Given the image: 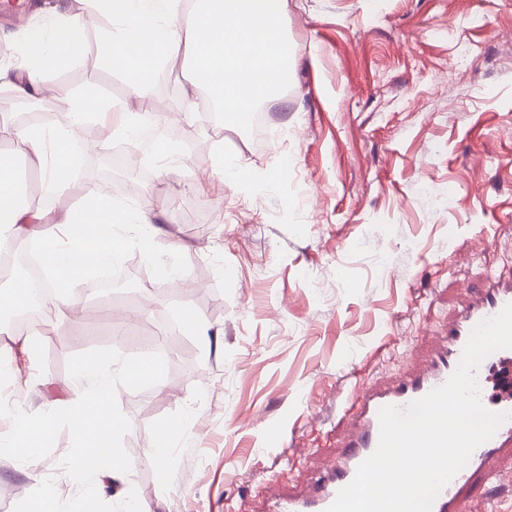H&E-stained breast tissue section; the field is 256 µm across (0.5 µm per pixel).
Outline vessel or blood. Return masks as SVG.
Wrapping results in <instances>:
<instances>
[{
	"mask_svg": "<svg viewBox=\"0 0 512 512\" xmlns=\"http://www.w3.org/2000/svg\"><path fill=\"white\" fill-rule=\"evenodd\" d=\"M512 303V277L493 278L448 319L445 335L426 364L400 376L385 387L362 389L350 420L345 451L311 480L308 490L274 504L273 512H326L338 492L354 478L358 466L376 449L380 435L378 413L385 406H405L443 385L457 368L471 330L482 320L497 315ZM498 371L495 412L512 413V349L489 355L477 370L478 382H485L489 369ZM512 449V420L504 422L495 435L477 447L467 465L440 491L432 512H472L470 490L483 484V503H492L505 477L499 464L504 449Z\"/></svg>",
	"mask_w": 512,
	"mask_h": 512,
	"instance_id": "vessel-or-blood-1",
	"label": "vessel or blood"
}]
</instances>
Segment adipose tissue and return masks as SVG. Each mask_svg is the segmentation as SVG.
<instances>
[{
    "mask_svg": "<svg viewBox=\"0 0 512 512\" xmlns=\"http://www.w3.org/2000/svg\"><path fill=\"white\" fill-rule=\"evenodd\" d=\"M82 14L66 17L53 32L31 29L23 38L32 52L17 67L0 64V90L34 98L46 92L45 74L76 59L81 47L82 16L107 14L113 31L102 43L107 64L123 73L131 87L152 83L160 67L178 58L187 63L195 86L205 89L228 124H245L249 114L278 99L288 79L292 49L283 36L287 0H197L188 26L179 22L181 0H82ZM55 100L65 102L68 119L53 117L35 127L14 128L37 162H48L51 183L65 182L79 166L81 155L72 148L77 129L97 122L111 111V101L88 91L78 95L55 89ZM20 176L11 156H0V246L7 241L40 242L47 255L56 290L53 306L58 315L80 302L76 288L87 270L112 264L129 249L153 257L165 235L156 224L153 205L132 206L113 201L111 194L91 190L84 203L57 214L54 229L28 221L30 203H19ZM138 225L135 238L121 234L124 225ZM73 392L66 418L78 435L79 451L71 456L73 471L81 479L111 480L122 484L130 471L112 448L120 422L112 411L116 387L111 371L99 359L77 363L69 378ZM48 408L31 417L16 408L15 434L0 444V455L15 463L29 457L27 442H43L57 422ZM107 448L108 459L97 466L88 460L98 448Z\"/></svg>",
    "mask_w": 512,
    "mask_h": 512,
    "instance_id": "obj_1",
    "label": "adipose tissue"
}]
</instances>
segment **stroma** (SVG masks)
I'll return each mask as SVG.
<instances>
[{"instance_id":"obj_1","label":"stroma","mask_w":512,"mask_h":512,"mask_svg":"<svg viewBox=\"0 0 512 512\" xmlns=\"http://www.w3.org/2000/svg\"><path fill=\"white\" fill-rule=\"evenodd\" d=\"M64 7L82 4L33 0L16 19L0 15L9 61L24 58L27 29L55 27ZM111 28L109 16L89 19L78 58L49 71L47 86L93 85L129 112L163 104L197 145L191 177L158 171L125 194L165 208L168 238L143 262L149 305L133 277L113 289L112 312L141 306V336H152L190 308L219 336L207 348L177 334L160 362L164 389L119 393L113 444L134 468L92 508L269 512L274 495L301 491L341 454L353 379L404 373L488 276L512 274V0H287L293 57L281 99L263 109L261 145L249 126L210 127L183 112L200 95L183 60L131 92L101 54ZM82 150L79 173L53 192L54 211L109 181L111 146L87 135ZM221 154L248 166L252 181L226 182ZM283 167L286 178L266 189L265 174ZM111 314L69 311L58 324L64 338L37 334L32 361L18 332L0 324V347L36 379L18 389L2 374L0 389L14 388L35 417L64 410L78 361H141V336L114 340ZM174 420L187 430L158 461L153 450ZM273 434L281 446L270 445ZM43 446L19 466L0 459V512H22L43 483L62 504L85 497L66 420Z\"/></svg>"}]
</instances>
